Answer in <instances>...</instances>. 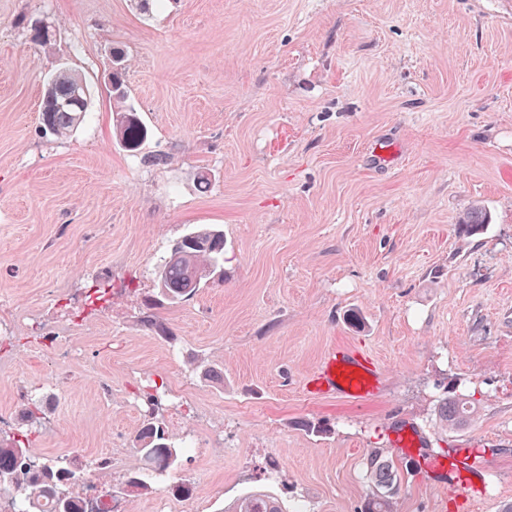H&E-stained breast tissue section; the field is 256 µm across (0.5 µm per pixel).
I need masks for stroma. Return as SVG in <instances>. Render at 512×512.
Here are the masks:
<instances>
[{
    "mask_svg": "<svg viewBox=\"0 0 512 512\" xmlns=\"http://www.w3.org/2000/svg\"><path fill=\"white\" fill-rule=\"evenodd\" d=\"M38 20L56 29L33 42ZM124 105L147 131L115 138ZM90 91L72 137L40 130L46 79ZM208 187H201V176ZM489 222L472 236V207ZM224 233V273L187 300L152 270L191 229ZM359 313L354 324L351 313ZM70 323L41 344L17 317ZM0 436L35 457L110 456L75 494L125 512H222L265 486L287 512H362L377 450L401 476L393 512L512 504V0H0ZM339 347L374 358L381 394L315 398ZM24 379L42 406L26 425ZM112 385L101 402L99 383ZM158 388L176 451L150 488L136 403ZM474 400L461 429L447 393ZM416 428L407 455L394 429ZM474 455L472 485L420 457ZM477 412V407L473 401L460 398L453 393H449L440 408V414L449 428L466 426L474 419Z\"/></svg>",
    "mask_w": 512,
    "mask_h": 512,
    "instance_id": "obj_1",
    "label": "stroma"
}]
</instances>
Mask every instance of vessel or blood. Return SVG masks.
Here are the masks:
<instances>
[{
	"mask_svg": "<svg viewBox=\"0 0 512 512\" xmlns=\"http://www.w3.org/2000/svg\"><path fill=\"white\" fill-rule=\"evenodd\" d=\"M382 370L372 358L351 349L329 353L309 377L306 387L317 396H338L353 402L375 397Z\"/></svg>",
	"mask_w": 512,
	"mask_h": 512,
	"instance_id": "vessel-or-blood-1",
	"label": "vessel or blood"
}]
</instances>
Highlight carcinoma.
Segmentation results:
<instances>
[{"label":"carcinoma","mask_w":512,"mask_h":512,"mask_svg":"<svg viewBox=\"0 0 512 512\" xmlns=\"http://www.w3.org/2000/svg\"><path fill=\"white\" fill-rule=\"evenodd\" d=\"M112 93L125 96L124 67L122 56H117V67L111 74ZM83 80L67 71H60L48 83L41 107V130L52 136L73 131L84 121L89 103L74 98L75 91ZM120 143L130 152L136 151L146 130L131 112H124L117 120ZM488 222L486 213L479 207L471 209L459 224L464 235H474ZM224 233L216 227L191 230L178 239L170 253L155 268V283L158 294L169 303H177L194 295L216 274L223 273ZM146 417L150 419L141 431L142 454L146 468L164 471L175 461L176 452L167 442L165 431L156 426L160 405V394L146 395ZM442 418L450 428L466 426L477 414L474 402L449 394L440 408ZM30 460L26 444L22 440L0 438V477L8 483V490H21L24 500L55 501L56 512H84L85 498L67 490L73 472L69 463L55 460L36 471L26 465ZM367 471L375 491L365 505V512H392V499L397 494L400 479L392 462L379 452L373 451L367 458ZM224 512H286L278 498L264 489L245 494L238 502L228 506Z\"/></svg>","instance_id":"1"}]
</instances>
